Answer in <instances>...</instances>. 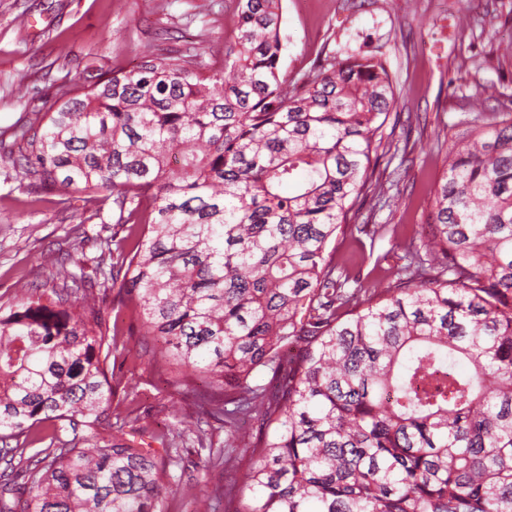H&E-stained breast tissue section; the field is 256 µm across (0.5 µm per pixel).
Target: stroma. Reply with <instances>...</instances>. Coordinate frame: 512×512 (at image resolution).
I'll return each mask as SVG.
<instances>
[{"instance_id":"35a3bbf8","label":"stroma","mask_w":512,"mask_h":512,"mask_svg":"<svg viewBox=\"0 0 512 512\" xmlns=\"http://www.w3.org/2000/svg\"><path fill=\"white\" fill-rule=\"evenodd\" d=\"M281 70L289 85L351 55L380 59L396 83L400 120L385 134L390 149L377 170L392 186L370 214L390 225L376 239L374 259L361 260L352 238L336 241V261L350 277L393 275L403 244L429 209L461 123L485 86L489 104L512 111V0H281ZM239 0H0V144L54 112L90 83L136 69L146 51H203L223 70L236 32ZM111 207L96 209L81 192L46 189L0 160V305L46 283L48 257L70 255L68 267L99 287V242L123 236ZM106 322H118L121 351L114 371L111 414L124 434L140 428L162 435L192 425L197 415L172 384L146 342L138 310L118 304L115 291L99 296Z\"/></svg>"}]
</instances>
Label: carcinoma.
<instances>
[{"label":"carcinoma","mask_w":512,"mask_h":512,"mask_svg":"<svg viewBox=\"0 0 512 512\" xmlns=\"http://www.w3.org/2000/svg\"><path fill=\"white\" fill-rule=\"evenodd\" d=\"M281 27V0H240L224 71L152 53L5 152L112 201L125 236L101 244L103 285L227 439L186 480L202 427L158 450L102 435L120 330L55 258V300L0 311V512H162L216 469L204 512H512V121L474 113L404 263L347 288L331 244L380 236L350 221L387 193L371 166L393 79L352 55L290 89Z\"/></svg>","instance_id":"cac0c4a2"}]
</instances>
